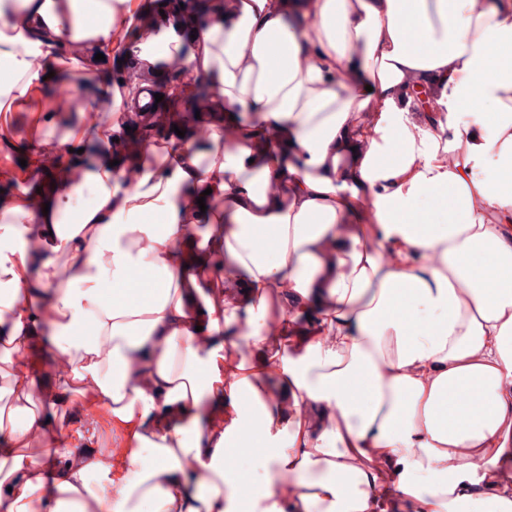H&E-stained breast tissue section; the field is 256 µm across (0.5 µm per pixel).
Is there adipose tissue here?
Masks as SVG:
<instances>
[{
    "label": "adipose tissue",
    "mask_w": 512,
    "mask_h": 512,
    "mask_svg": "<svg viewBox=\"0 0 512 512\" xmlns=\"http://www.w3.org/2000/svg\"><path fill=\"white\" fill-rule=\"evenodd\" d=\"M148 8L0 0V96ZM122 50L178 58L217 115L156 165L146 143L88 161L77 127L56 182L0 201V400L20 419L0 426V512H512V0H223L192 47L172 26ZM134 270L152 286L131 303ZM35 344L56 390L27 370ZM73 398L92 424L105 403L119 447L60 436L34 468ZM230 448L272 451L245 509Z\"/></svg>",
    "instance_id": "ef3b65f1"
}]
</instances>
